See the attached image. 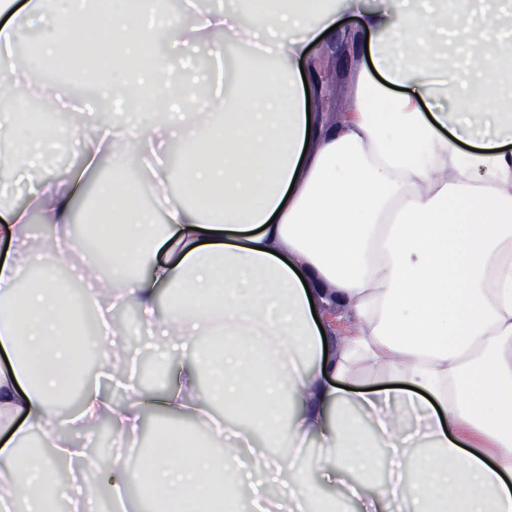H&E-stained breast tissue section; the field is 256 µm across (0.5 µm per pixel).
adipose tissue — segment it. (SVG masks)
<instances>
[{
    "instance_id": "obj_1",
    "label": "adipose tissue",
    "mask_w": 512,
    "mask_h": 512,
    "mask_svg": "<svg viewBox=\"0 0 512 512\" xmlns=\"http://www.w3.org/2000/svg\"><path fill=\"white\" fill-rule=\"evenodd\" d=\"M197 11L174 41L242 60L230 90L206 102L196 77L147 56L155 32L134 7L105 0H24L0 24V99L13 111L38 95L14 56L21 31L37 33L26 70L84 46L109 103L153 92L179 110L176 136L153 124H104L72 149L79 167L43 178L26 208H6L0 240V512H63L58 464L100 419L128 439L149 415L204 428L205 451L160 438L149 458L152 512H512V38L480 22L463 43L485 76L450 110L426 112L451 72L425 59L444 47L442 10L412 0L358 8L368 37L352 87L354 110L337 126L307 109L301 67L334 41L331 0H249ZM59 134L0 122V163L34 168L57 155ZM145 171L154 201L142 207L128 165ZM109 176H100L102 167ZM97 175L94 208L112 223L97 239L111 292L89 288L94 342L57 285L70 257L77 197ZM53 229L35 242L31 215ZM163 251L147 275L143 254ZM167 290L166 315L159 292ZM132 304L139 329L180 351L163 391L141 384L138 352L112 324ZM336 310L340 336L315 314ZM105 381L76 382L81 354ZM380 387L356 390L359 364ZM122 388L112 402L103 382ZM42 449H23L32 435ZM323 446L295 465L308 438ZM224 452L215 465L210 451ZM391 470L375 491L371 449ZM333 487L312 492L313 477Z\"/></svg>"
}]
</instances>
